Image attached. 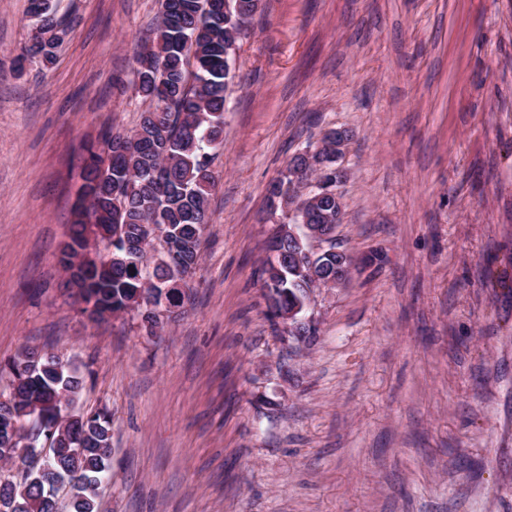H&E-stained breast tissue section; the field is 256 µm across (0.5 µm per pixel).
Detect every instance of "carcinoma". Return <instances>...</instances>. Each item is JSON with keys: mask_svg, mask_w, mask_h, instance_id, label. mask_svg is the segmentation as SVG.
<instances>
[{"mask_svg": "<svg viewBox=\"0 0 512 512\" xmlns=\"http://www.w3.org/2000/svg\"><path fill=\"white\" fill-rule=\"evenodd\" d=\"M40 26L29 43L32 58L49 63L57 40L50 18V0H38ZM261 0H232V16L253 17ZM240 26L224 15V0H160V13L152 40L135 55L136 93L150 101L132 134L110 132L104 136L109 163L90 153L83 169L82 187L89 189L94 205L107 213L105 231L120 232L118 242L103 245L112 251L108 277L97 291V302L122 311L134 298V289L155 290L147 301L161 304L168 298L162 288L174 274L190 276L199 264L203 230L208 224L209 195L215 178L214 154L223 148L226 92L230 81L227 55ZM309 168L306 157L294 155L268 188V206L293 211L288 224L309 223L320 232H335L336 187L313 203L301 193L293 175ZM163 227L165 242L176 246V256L159 248L135 245L143 226ZM288 257L274 264L265 260L267 299L279 308L305 306L311 284L326 282L336 274V254L320 253L313 261L295 256L285 243ZM26 367L27 379L10 380L0 390V415L34 402L46 403L64 391L75 400L85 376L70 363L57 362L25 347L14 356ZM83 423L69 436L70 446L37 418L24 416V427L39 430L32 450L48 449L14 482L0 478V512H59L58 491L69 488L68 512H95L97 489L111 479L112 417L105 410L81 415Z\"/></svg>", "mask_w": 512, "mask_h": 512, "instance_id": "obj_1", "label": "carcinoma"}]
</instances>
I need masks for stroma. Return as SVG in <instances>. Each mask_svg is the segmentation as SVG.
<instances>
[{
	"label": "stroma",
	"instance_id": "1",
	"mask_svg": "<svg viewBox=\"0 0 512 512\" xmlns=\"http://www.w3.org/2000/svg\"><path fill=\"white\" fill-rule=\"evenodd\" d=\"M0 0V362L85 367L112 414L98 512H512V0H262L236 43L188 311L93 326L56 255L86 145L143 104L158 0H52V64ZM330 128L347 282L267 314V187Z\"/></svg>",
	"mask_w": 512,
	"mask_h": 512
}]
</instances>
